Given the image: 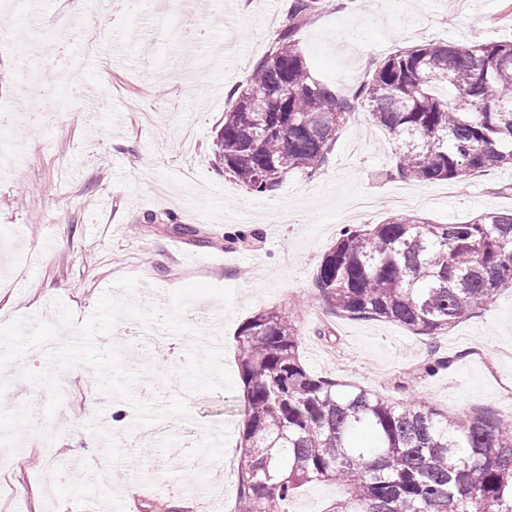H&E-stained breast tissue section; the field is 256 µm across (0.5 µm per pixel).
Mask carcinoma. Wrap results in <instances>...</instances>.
I'll use <instances>...</instances> for the list:
<instances>
[{"instance_id": "carcinoma-1", "label": "carcinoma", "mask_w": 512, "mask_h": 512, "mask_svg": "<svg viewBox=\"0 0 512 512\" xmlns=\"http://www.w3.org/2000/svg\"><path fill=\"white\" fill-rule=\"evenodd\" d=\"M319 0H291L289 24L254 68L213 143L249 193L319 170L358 112L398 142L397 171L419 182L512 166V41H429L381 61L350 99L313 77L297 34ZM314 287L333 313L435 336L512 290V212L467 224L395 214L344 228ZM296 312L238 329L245 413L235 512H286L296 489L338 483L332 512H512V416L449 415L393 403L307 368Z\"/></svg>"}]
</instances>
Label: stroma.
<instances>
[{
    "instance_id": "1",
    "label": "stroma",
    "mask_w": 512,
    "mask_h": 512,
    "mask_svg": "<svg viewBox=\"0 0 512 512\" xmlns=\"http://www.w3.org/2000/svg\"><path fill=\"white\" fill-rule=\"evenodd\" d=\"M40 24L23 0H0V512H206L195 484L214 454L239 457L243 391L185 394L180 369L188 335L139 339L121 318L101 346L116 345L138 377L133 400L162 409L185 395L189 411L140 427L132 405L100 391V376L78 362L54 370L62 403L45 417L46 385L22 370L51 368L49 353L74 339L105 292L168 310L195 282L233 289L231 307L190 301L184 319L218 340L237 375V330L274 306L293 307L305 365L313 372L452 412L502 411L512 384V291L439 336L326 312L313 286L325 251L346 226L397 213L391 197L423 195L414 215L463 224L486 211H512V167L462 181L420 183L396 173L389 134L359 115L340 131L317 174L289 175L271 195L248 193L215 163L212 143L279 29L290 0H88L69 31L45 21L59 0H38ZM168 27L149 28L158 7ZM108 27L103 53L80 38ZM430 40L456 44L512 40V0H322L299 47L312 74L344 96L397 49ZM30 111L20 90L31 71ZM199 228L198 240L173 223ZM489 348L493 363L474 356ZM442 358L437 374L423 364ZM111 430V441L100 438ZM340 485L300 489L288 512H328Z\"/></svg>"
}]
</instances>
